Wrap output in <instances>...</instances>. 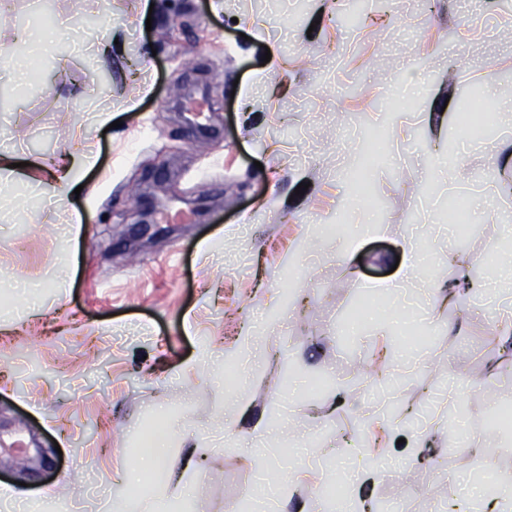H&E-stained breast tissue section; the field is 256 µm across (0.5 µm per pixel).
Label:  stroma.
Instances as JSON below:
<instances>
[{"label": "stroma", "instance_id": "35a3bbf8", "mask_svg": "<svg viewBox=\"0 0 512 512\" xmlns=\"http://www.w3.org/2000/svg\"><path fill=\"white\" fill-rule=\"evenodd\" d=\"M0 0V54L26 59L30 79L0 66V489L25 483L48 512H106L112 497L142 494L118 477L141 435L166 418V464L178 467L192 436L204 461L188 502L170 512H249L256 470L236 450L267 426L264 447L309 441L331 468L343 437L373 439L371 414L392 415L382 455L399 470L377 482L376 503L431 512L459 499L449 475L492 464L512 479V426H497L491 397H512V350L480 292L449 332L431 314L434 340L412 350L397 333L337 348L338 328L362 302L384 311L381 289L415 225L425 284L455 277L460 261L512 243V165L496 142L475 141L458 120L485 86L512 97V0H363L364 23L335 24L351 0ZM56 22L46 53L22 57L19 31ZM112 43L109 54L98 51ZM454 71L455 84L445 74ZM452 146L468 183L443 176L425 137ZM92 146L80 194L55 192L45 169ZM377 153L371 189L386 217L362 235L356 259L312 227L356 222L351 169ZM27 164L14 167L15 157ZM305 193H297L300 183ZM479 209L468 246L445 234L448 198ZM80 213L79 233L55 223ZM457 252L455 265L443 253ZM31 288L28 313L12 290ZM249 386L224 398L215 374L247 328ZM324 383L319 400L292 390L286 371ZM456 386L478 423L449 451L445 427L429 431L425 464L406 448L437 389ZM48 448L26 473L30 449Z\"/></svg>", "mask_w": 512, "mask_h": 512}]
</instances>
